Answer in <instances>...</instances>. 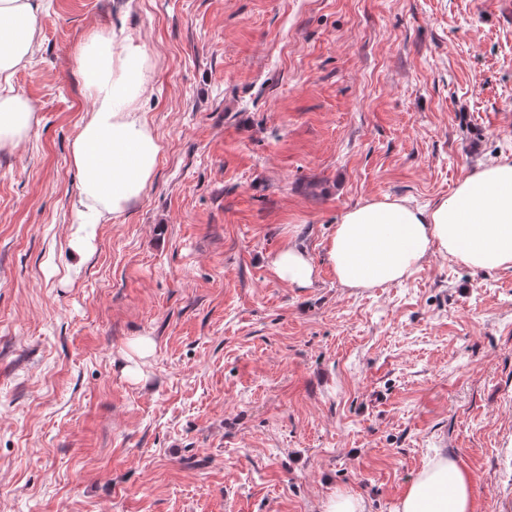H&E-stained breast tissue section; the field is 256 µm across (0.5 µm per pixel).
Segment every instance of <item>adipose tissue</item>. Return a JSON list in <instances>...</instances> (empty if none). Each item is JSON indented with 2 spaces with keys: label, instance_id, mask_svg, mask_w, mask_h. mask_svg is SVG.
Returning a JSON list of instances; mask_svg holds the SVG:
<instances>
[{
  "label": "adipose tissue",
  "instance_id": "obj_1",
  "mask_svg": "<svg viewBox=\"0 0 512 512\" xmlns=\"http://www.w3.org/2000/svg\"><path fill=\"white\" fill-rule=\"evenodd\" d=\"M41 0H0V151L22 146L38 125L31 100L16 92V73L40 42ZM76 71L90 107L78 125L70 164L78 182L71 199L78 259L91 249L85 228L107 224L150 186L161 146L142 102L154 60L140 35L89 30L75 49ZM439 253L475 271L512 268V159L500 158L460 179L450 197L420 208L404 198L367 199L346 210L326 243V259L344 288L401 280ZM275 275L300 288L315 277L311 258L286 243ZM473 477L448 455H435L400 498L396 512H473Z\"/></svg>",
  "mask_w": 512,
  "mask_h": 512
}]
</instances>
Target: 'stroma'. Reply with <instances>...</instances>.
Listing matches in <instances>:
<instances>
[{"label":"stroma","instance_id":"1","mask_svg":"<svg viewBox=\"0 0 512 512\" xmlns=\"http://www.w3.org/2000/svg\"><path fill=\"white\" fill-rule=\"evenodd\" d=\"M0 154V512H395L435 453L512 498V268L433 254L343 288L370 198L418 207L512 157V0H43ZM141 33L163 149L75 266L69 150L87 30ZM313 284L278 279L286 242ZM152 337L141 380L129 341ZM324 512H364L363 502L352 494L336 492L327 500Z\"/></svg>","mask_w":512,"mask_h":512}]
</instances>
